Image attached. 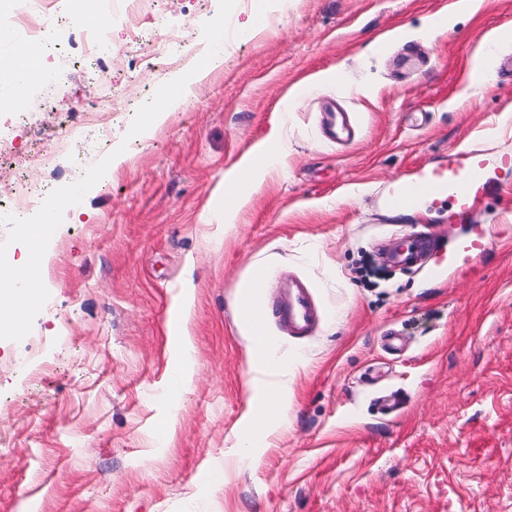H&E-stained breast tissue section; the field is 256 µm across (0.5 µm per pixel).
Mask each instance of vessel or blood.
<instances>
[{"mask_svg": "<svg viewBox=\"0 0 512 512\" xmlns=\"http://www.w3.org/2000/svg\"><path fill=\"white\" fill-rule=\"evenodd\" d=\"M489 189L485 166L478 157L471 156L448 170H431L418 180L397 181L386 196L391 208L420 205L423 201L448 198L457 216H464L474 206L477 197ZM289 330L297 335L306 333L315 319L305 285L295 281L288 286V302L280 311Z\"/></svg>", "mask_w": 512, "mask_h": 512, "instance_id": "1", "label": "vessel or blood"}]
</instances>
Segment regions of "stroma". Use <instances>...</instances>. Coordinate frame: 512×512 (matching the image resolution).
Instances as JSON below:
<instances>
[{"mask_svg":"<svg viewBox=\"0 0 512 512\" xmlns=\"http://www.w3.org/2000/svg\"><path fill=\"white\" fill-rule=\"evenodd\" d=\"M252 11L144 0L101 59L74 0L31 15L61 24L41 54L59 90H27L23 122L0 111V195L22 177L62 202L41 303L0 333V512H512V0L470 16L444 0H267L243 32ZM175 87L163 118L140 108ZM92 103L106 126L86 123ZM332 103L351 144L325 135ZM69 126L98 142L93 168ZM272 142L225 223V174ZM470 153L491 188L467 218L445 201L386 207L394 181ZM257 270L291 386L284 425L241 461L239 301ZM291 278L320 314L305 337L274 315Z\"/></svg>","mask_w":512,"mask_h":512,"instance_id":"1","label":"stroma"}]
</instances>
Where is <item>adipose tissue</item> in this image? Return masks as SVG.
Masks as SVG:
<instances>
[{
  "label": "adipose tissue",
  "mask_w": 512,
  "mask_h": 512,
  "mask_svg": "<svg viewBox=\"0 0 512 512\" xmlns=\"http://www.w3.org/2000/svg\"><path fill=\"white\" fill-rule=\"evenodd\" d=\"M268 159L265 153L248 158L227 173L224 183L228 199L224 208L225 218H232L236 210L243 206L245 188L259 180ZM37 274V262L32 256L15 269H0L1 320L10 316L16 307L39 306V296L27 286L28 280ZM262 281L258 273L245 281L240 300L241 322L248 334L254 337V375L251 379L253 417L248 432L237 437L235 443L236 452L243 459L251 458L254 448L260 447L266 437L283 424V413L288 404V382L283 378V371L271 355L266 338L255 335L257 326L264 321V307L260 302Z\"/></svg>",
  "instance_id": "adipose-tissue-1"
}]
</instances>
